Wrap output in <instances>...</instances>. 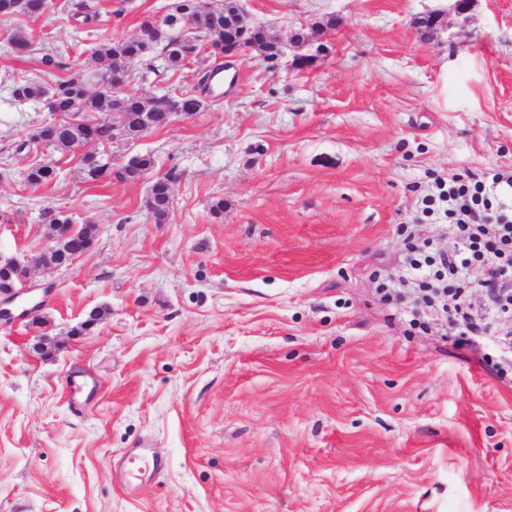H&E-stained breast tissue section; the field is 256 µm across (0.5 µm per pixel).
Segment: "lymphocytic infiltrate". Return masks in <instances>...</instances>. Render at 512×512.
Returning <instances> with one entry per match:
<instances>
[{
	"instance_id": "obj_1",
	"label": "lymphocytic infiltrate",
	"mask_w": 512,
	"mask_h": 512,
	"mask_svg": "<svg viewBox=\"0 0 512 512\" xmlns=\"http://www.w3.org/2000/svg\"><path fill=\"white\" fill-rule=\"evenodd\" d=\"M491 191L512 196V172L494 174L488 186L456 179L436 182L422 198L424 210L447 218L460 246L433 256L411 246L406 275L422 281L445 275L461 279L473 265H480L483 277L477 288L484 295L486 311L512 317V211L489 215Z\"/></svg>"
}]
</instances>
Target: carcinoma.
<instances>
[{
	"label": "carcinoma",
	"instance_id": "obj_1",
	"mask_svg": "<svg viewBox=\"0 0 512 512\" xmlns=\"http://www.w3.org/2000/svg\"><path fill=\"white\" fill-rule=\"evenodd\" d=\"M73 16L81 19L84 25L99 21L100 14L90 10L86 3L72 5ZM251 27L246 22L245 12L239 4L230 0H175L171 12L163 17L158 26L152 28L149 43L134 39H110L96 42L90 48V58L94 66L88 68L83 76L69 75V66L61 50L49 43L38 48V73L33 77H20L11 84V96L17 102L42 99L45 91L56 88L58 95L57 111L61 118L43 124L36 129L20 148L40 147L56 151H68L84 145L86 127L70 123L72 115L82 114L92 123L96 144L106 146L112 143V123L108 116L114 112L122 114L123 131L127 141H135L142 135L144 120L151 119L157 128L167 125V113L184 112L193 116L204 110L207 100L203 95L211 90L215 69L212 66L198 67L195 74V88L200 95L183 91L178 96H162L145 101L139 96L125 92L118 99L112 94L91 85L87 77L99 78L107 82L113 74L122 73L124 79H133L129 65L140 62L157 52L165 61V68L178 71L189 66L197 57L199 44H209L217 38L224 39V30ZM108 153L101 152L98 158L88 153L80 157V170L90 182L107 178L104 174L102 158ZM182 176V172L173 166L157 176L147 191L149 216L161 223L167 219L172 208V186ZM58 177L56 163L34 164L24 173V181L31 186H43L53 183Z\"/></svg>",
	"mask_w": 512,
	"mask_h": 512
}]
</instances>
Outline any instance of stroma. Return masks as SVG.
I'll list each match as a JSON object with an SVG mask.
<instances>
[{
	"label": "stroma",
	"instance_id": "stroma-1",
	"mask_svg": "<svg viewBox=\"0 0 512 512\" xmlns=\"http://www.w3.org/2000/svg\"><path fill=\"white\" fill-rule=\"evenodd\" d=\"M88 2L85 26L67 0L0 21V256L30 269L0 319V512H512L499 353L412 323L421 292L395 283L408 235L459 246L421 212L435 178L512 171V0H240L276 66L235 62L220 104L106 147L116 169L181 170L161 224L149 179L89 182L81 148H18L52 115L11 97L36 65L8 34L50 37L79 71L174 0ZM132 70L146 100L195 83ZM51 160L56 182H24ZM52 209L95 226L58 271L37 262ZM144 442L164 467L130 494L113 465Z\"/></svg>",
	"mask_w": 512,
	"mask_h": 512
}]
</instances>
